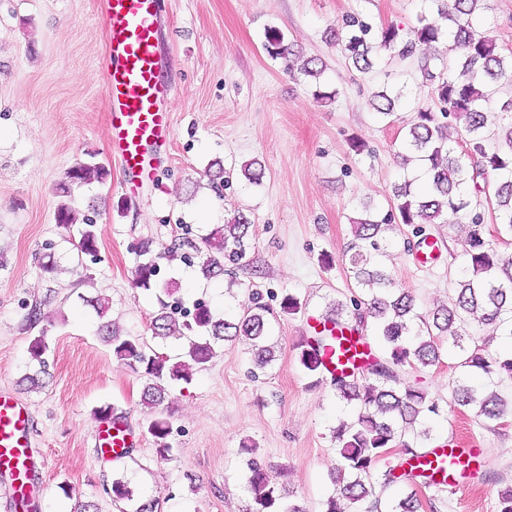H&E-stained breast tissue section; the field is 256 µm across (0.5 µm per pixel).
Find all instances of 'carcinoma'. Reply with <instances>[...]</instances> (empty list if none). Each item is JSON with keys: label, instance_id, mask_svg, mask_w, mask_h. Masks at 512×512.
Instances as JSON below:
<instances>
[{"label": "carcinoma", "instance_id": "cac0c4a2", "mask_svg": "<svg viewBox=\"0 0 512 512\" xmlns=\"http://www.w3.org/2000/svg\"><path fill=\"white\" fill-rule=\"evenodd\" d=\"M436 8L432 16L420 15L417 25L405 33L395 25L381 29L378 43L366 41L369 27L352 19L349 30L340 34L330 30L331 38L341 44L342 50L356 70L369 72L374 66L373 52L386 51L391 56L407 59L419 50H434L424 57L422 71L432 87L430 105L418 108L417 120L410 125L398 144L397 156L403 163L411 161L426 169L428 186L415 188L416 177L406 178L394 187V209L385 213H368L353 225V241L348 246L349 262L358 283L367 287V298L351 299L346 304L337 301L325 310L322 318L337 327L350 326L353 331L365 322H371L372 343L380 355H371L356 368H344L332 379L336 394L353 402L357 415L351 421H341L332 435L337 450L344 460V469L338 471L334 492L323 504L322 512H345L349 505L356 512H376L381 508L383 494L398 478L386 472L375 481L377 464L389 448H401L405 463L426 456L416 450L414 441L431 439L432 428L425 419L438 413L429 393L416 385L399 386L397 371L410 367H428L438 362L440 348L434 335L448 337V346L455 350L457 367L473 378L471 384L454 383V403L472 408L488 420H498L512 413V401L507 402L497 390L498 382L512 380V353H492L486 346H478L472 337L461 334V326L472 324L479 331L492 329L512 337V258L505 259L482 237L484 216L474 211L472 198L489 199L493 219L503 232L512 233V125L503 130L496 146L486 145L485 104L495 88L493 83L512 76V55L504 56L495 44L483 38L475 27V10L479 0H427ZM265 49L275 58L287 59L291 47L277 29L265 34ZM300 73L313 81V95L321 101H330L337 92L321 90L323 69L318 59L304 61ZM403 92L389 95L382 89L373 94L370 105L382 117L390 116ZM465 120V150L459 152L452 145L448 129L452 121ZM478 157L477 164L468 159ZM106 176L102 165L77 163L66 172L61 185L63 195L71 194V186L91 180L102 181ZM56 223L66 230H76L74 246L79 254L96 256L99 253L97 227L93 219L85 218L77 224L75 210L62 203L56 213ZM457 224L467 230L470 250L468 263L457 282L451 305L434 309L428 315L416 313L415 299L407 291L398 290L391 276L382 269L381 233L390 224ZM251 221L237 212L225 224H217L202 237L206 257L199 263L206 279H218L225 274L224 263L238 264L250 248ZM183 243H175L163 252H155L153 241H141L136 252L137 264L132 284L153 294L160 310L152 323V337L165 339L182 336L188 339V362L169 363L157 354L142 337L123 336L109 324L101 326L106 341L112 344V354L122 365L147 378L142 401L157 408L165 401L168 384L186 380L189 366L202 367L215 354L214 345L220 341L234 342L243 337L250 342L256 365L264 367L274 359L272 347L267 345L271 324L269 308L261 303L258 294L249 297L243 313L226 319L213 312L208 305L198 302L193 310L184 311L167 301L178 292L171 279H158V260L186 259L180 253ZM355 317L357 325H349ZM48 329L41 330L29 345L31 359L39 363V371L24 376L28 389L42 386L40 373L44 372V355L49 349ZM326 336H309L302 340L298 360L310 376L322 373L319 357ZM147 430L154 438L157 457L172 459L175 448L168 441L170 423L164 417L154 416ZM248 487L251 504L248 512H303L300 507L285 500V493L257 461H247ZM113 500L136 504V512H153V502H143L131 482L123 477L112 480ZM420 500L412 490L390 512H419Z\"/></svg>", "mask_w": 512, "mask_h": 512}]
</instances>
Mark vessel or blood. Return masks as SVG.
<instances>
[{
  "instance_id": "1",
  "label": "vessel or blood",
  "mask_w": 512,
  "mask_h": 512,
  "mask_svg": "<svg viewBox=\"0 0 512 512\" xmlns=\"http://www.w3.org/2000/svg\"><path fill=\"white\" fill-rule=\"evenodd\" d=\"M159 11L160 0H103L108 30L105 95L110 112L109 150L118 160L123 186L132 196L153 181L167 162L172 136V118L166 106L171 89L159 73ZM369 349L365 340L339 331L336 347L322 357L327 374H334L337 365L359 359ZM30 428L26 406L0 391V470L13 480L11 492L0 495V512H12L16 496L26 494L30 487L25 478L34 466ZM138 442L134 431L120 420H99L93 436L96 451L116 459ZM473 456L470 448H434L427 453L424 468L437 486L456 489L464 486Z\"/></svg>"
}]
</instances>
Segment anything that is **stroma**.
<instances>
[{
  "label": "stroma",
  "mask_w": 512,
  "mask_h": 512,
  "mask_svg": "<svg viewBox=\"0 0 512 512\" xmlns=\"http://www.w3.org/2000/svg\"><path fill=\"white\" fill-rule=\"evenodd\" d=\"M423 0H164L158 19L161 73L170 84L174 136L170 160L139 197L122 189L118 161L108 149L109 118L100 61L107 36L100 0H0V389L29 407L31 437L41 455L35 481L43 485L37 512H74L92 501L99 512H133L108 492L114 478L156 499L157 512H245L248 458H256L303 512H321L333 491L341 459L332 430L355 409L339 400L328 380H315L299 364L297 343L309 335V317L335 300L361 297L347 246L351 222L364 207L387 211L403 171L395 143L419 107L432 101L420 57H376L357 71L327 28L354 17L372 32L393 24L409 30ZM477 22L505 55L512 54V0H481ZM281 31L298 60L316 58L334 101L315 100L302 75L264 48L268 29ZM405 87L392 116L372 109L373 92ZM366 145L362 154L350 137ZM261 161V185L249 184L241 166ZM103 164L104 182L74 187L71 205L93 213L98 257L77 254L55 222L62 198L56 188L79 162ZM222 162L232 178L221 192L206 173ZM244 212L253 227L246 263L231 280H208L198 268L162 266L185 299L201 300L224 316L238 315L252 293L275 309L270 341L275 359L255 370L247 344L217 343L216 355L190 381L172 384L159 412L171 421L176 453L159 460L147 431L151 409L141 402L146 379L122 366L98 333L109 321L127 336L148 337L174 358L182 341L152 339L159 312L153 295L133 287L135 242L168 247L188 233ZM437 241L426 265L416 262L420 238ZM382 263L396 288L410 292L425 314L451 303L467 261L464 233L448 224H397L383 234ZM55 252L60 269L45 275L40 258ZM302 305L279 310L285 295ZM109 304L97 316L87 304ZM50 323V349L41 389L21 383L38 365L28 353L37 331L30 312ZM439 363L398 370L400 383H421L438 407L430 422L433 443L480 449L479 476L457 491L420 487L421 512H499L512 489V415L497 421L456 406V356L440 337ZM112 404L140 443L119 460L94 456L90 444L98 407ZM250 445L252 454L242 452Z\"/></svg>",
  "instance_id": "obj_1"
}]
</instances>
